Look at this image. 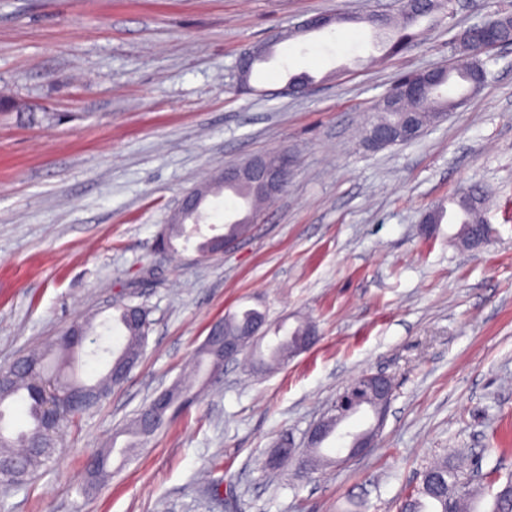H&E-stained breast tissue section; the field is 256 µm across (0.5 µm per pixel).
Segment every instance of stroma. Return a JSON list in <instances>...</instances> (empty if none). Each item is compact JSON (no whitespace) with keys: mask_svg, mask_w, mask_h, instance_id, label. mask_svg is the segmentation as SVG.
<instances>
[{"mask_svg":"<svg viewBox=\"0 0 512 512\" xmlns=\"http://www.w3.org/2000/svg\"><path fill=\"white\" fill-rule=\"evenodd\" d=\"M400 0H0V368L93 320L117 345L116 301L151 321L122 388L62 432L23 486L0 483V512H397L434 460H479L480 512L512 474V49L488 79L416 141L367 148L362 126L394 78L450 62L451 36L512 0H450L405 51L372 65L368 16ZM349 23L286 41L318 14ZM267 42L252 89L237 60ZM314 77L311 95L284 89ZM294 159L285 190L230 249L200 258L242 202L208 197L193 243L155 244L181 199L224 168L269 151ZM486 186L488 246L433 238L440 201ZM256 308L269 328L312 320L316 346L271 370L253 350L139 448L90 497L88 458L159 391L183 378L211 325ZM396 391L374 447L348 464L269 470L284 437L309 428L363 373Z\"/></svg>","mask_w":512,"mask_h":512,"instance_id":"obj_1","label":"stroma"}]
</instances>
